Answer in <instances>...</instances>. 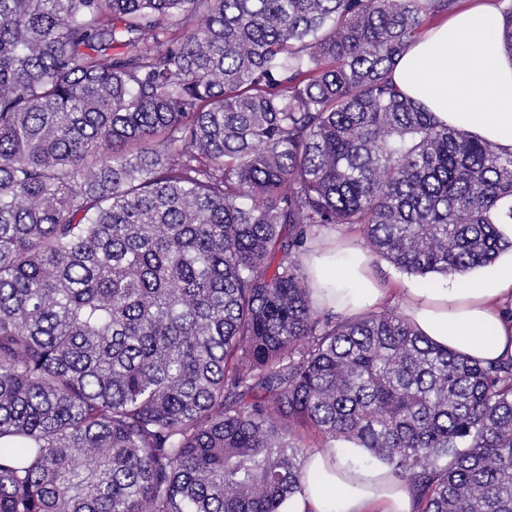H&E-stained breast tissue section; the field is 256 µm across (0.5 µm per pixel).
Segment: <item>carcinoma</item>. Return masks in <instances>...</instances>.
Returning <instances> with one entry per match:
<instances>
[{
  "instance_id": "1",
  "label": "carcinoma",
  "mask_w": 512,
  "mask_h": 512,
  "mask_svg": "<svg viewBox=\"0 0 512 512\" xmlns=\"http://www.w3.org/2000/svg\"><path fill=\"white\" fill-rule=\"evenodd\" d=\"M454 3L0 0V512H281L338 441L418 512H512V360L339 319L301 261L512 248V153L393 78Z\"/></svg>"
}]
</instances>
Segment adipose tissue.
Masks as SVG:
<instances>
[{
    "instance_id": "obj_1",
    "label": "adipose tissue",
    "mask_w": 512,
    "mask_h": 512,
    "mask_svg": "<svg viewBox=\"0 0 512 512\" xmlns=\"http://www.w3.org/2000/svg\"><path fill=\"white\" fill-rule=\"evenodd\" d=\"M500 18L492 0L464 9L415 40L398 63L394 80L443 123L512 152V59L492 29ZM320 308L345 320L399 307L429 341L481 364L512 358V253L492 275L449 276L439 287L411 280L390 286L372 274L356 240L314 250L304 259ZM308 480L288 512H414L406 482L387 466H363L342 449L315 451Z\"/></svg>"
}]
</instances>
